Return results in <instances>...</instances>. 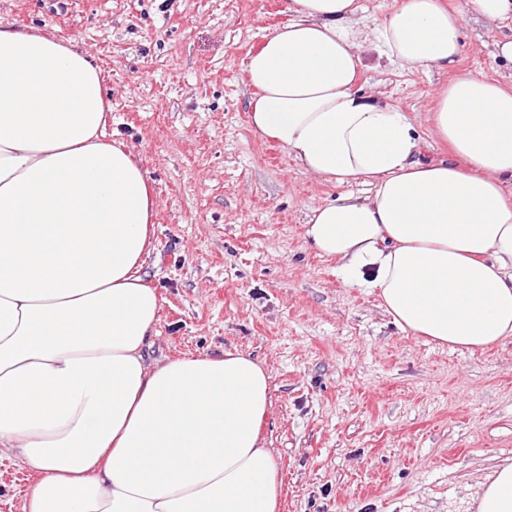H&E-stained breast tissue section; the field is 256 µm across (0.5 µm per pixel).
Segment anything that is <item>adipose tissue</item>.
Wrapping results in <instances>:
<instances>
[{
  "label": "adipose tissue",
  "mask_w": 512,
  "mask_h": 512,
  "mask_svg": "<svg viewBox=\"0 0 512 512\" xmlns=\"http://www.w3.org/2000/svg\"><path fill=\"white\" fill-rule=\"evenodd\" d=\"M394 2L368 26L357 0H289L248 54L250 123L303 172L367 186L306 224L345 285L407 332L486 348L512 337V83L455 72L429 117L448 152L428 160L407 114L356 84L368 51L454 69L466 18L510 19L512 0ZM105 108L84 54L0 22V454L34 476L21 512H277L263 365L146 361L156 200ZM477 509L512 512V465Z\"/></svg>",
  "instance_id": "obj_1"
}]
</instances>
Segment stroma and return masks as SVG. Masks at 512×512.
<instances>
[{"mask_svg":"<svg viewBox=\"0 0 512 512\" xmlns=\"http://www.w3.org/2000/svg\"><path fill=\"white\" fill-rule=\"evenodd\" d=\"M289 19L288 0H0L100 70L105 133L136 156L157 200L140 274L161 306L148 361L251 355L270 375L261 427L282 480L279 512H476L512 464V338L467 350L403 331L377 292L350 288L304 238L341 186L302 172L249 123L248 51ZM512 19H469L457 69L512 79L494 42ZM358 85L429 136L452 72L367 52ZM30 477L0 460V512Z\"/></svg>","mask_w":512,"mask_h":512,"instance_id":"stroma-1","label":"stroma"}]
</instances>
